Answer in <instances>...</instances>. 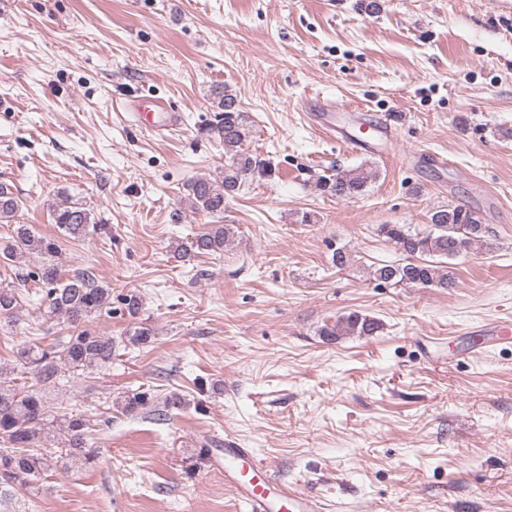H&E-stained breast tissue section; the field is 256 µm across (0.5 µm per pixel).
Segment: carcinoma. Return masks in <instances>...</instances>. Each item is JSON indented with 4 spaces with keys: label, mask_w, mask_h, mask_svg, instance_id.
I'll use <instances>...</instances> for the list:
<instances>
[{
    "label": "carcinoma",
    "mask_w": 512,
    "mask_h": 512,
    "mask_svg": "<svg viewBox=\"0 0 512 512\" xmlns=\"http://www.w3.org/2000/svg\"><path fill=\"white\" fill-rule=\"evenodd\" d=\"M213 117L204 133L224 145V170L215 177L200 176L185 185L184 205L193 213L212 217L224 214L226 198L237 191L257 165L244 145L251 127L236 96L224 87L213 89ZM371 179L370 172L356 168L336 173L318 182L319 188L339 198L360 195ZM23 203L12 187L0 182V224L12 227L8 243L0 246V261L21 263L35 255L33 269L17 274L19 281L39 286V313L44 320H62L74 331L45 346L17 349L19 375L11 376L0 367V495L15 489L34 490L40 480L60 469H88L98 459V438L88 420L77 415H59L47 401V393L61 388L62 371L83 373L112 363L115 343L112 337L80 330L81 322L112 316L111 289L99 284L89 268L64 278L61 271L59 240L37 234L20 221ZM52 223L64 237L78 238L89 227L103 230L92 211L73 197L60 193L50 205ZM486 225L477 212L459 205H448L430 217L429 229L413 232L404 224H381L378 234L393 242L404 255V262L378 264L370 276L381 284H405L421 288L447 289L455 285L449 260L483 243ZM234 236L227 224H212L193 242L199 254H217ZM27 300L16 286L0 281V316L10 319ZM377 322L359 312L336 317L321 329L332 340L342 336H371ZM154 336L146 323L134 324L126 342L146 345Z\"/></svg>",
    "instance_id": "obj_1"
}]
</instances>
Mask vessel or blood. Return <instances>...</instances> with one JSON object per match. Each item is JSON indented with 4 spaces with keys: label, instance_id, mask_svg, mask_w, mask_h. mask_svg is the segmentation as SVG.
<instances>
[{
    "label": "vessel or blood",
    "instance_id": "obj_1",
    "mask_svg": "<svg viewBox=\"0 0 512 512\" xmlns=\"http://www.w3.org/2000/svg\"><path fill=\"white\" fill-rule=\"evenodd\" d=\"M359 125L367 130V137L354 136L350 142L364 149L374 148L376 142L391 135L390 124L368 112L361 113ZM224 480L245 512H323L314 496L280 484L253 449L240 447L230 438L224 441Z\"/></svg>",
    "mask_w": 512,
    "mask_h": 512
}]
</instances>
